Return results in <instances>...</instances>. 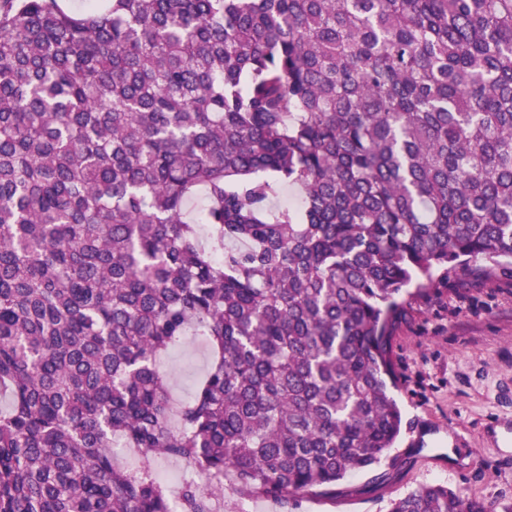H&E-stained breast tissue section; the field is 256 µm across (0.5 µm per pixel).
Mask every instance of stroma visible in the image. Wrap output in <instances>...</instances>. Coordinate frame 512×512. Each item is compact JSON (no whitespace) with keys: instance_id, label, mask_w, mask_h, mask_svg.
<instances>
[{"instance_id":"1","label":"stroma","mask_w":512,"mask_h":512,"mask_svg":"<svg viewBox=\"0 0 512 512\" xmlns=\"http://www.w3.org/2000/svg\"><path fill=\"white\" fill-rule=\"evenodd\" d=\"M404 301L393 344L399 442L375 471L285 512H388L392 499L428 483L488 503L512 500V269L452 273ZM209 363L197 338L162 355L174 402L190 397Z\"/></svg>"}]
</instances>
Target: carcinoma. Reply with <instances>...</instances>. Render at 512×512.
Instances as JSON below:
<instances>
[{
	"label": "carcinoma",
	"mask_w": 512,
	"mask_h": 512,
	"mask_svg": "<svg viewBox=\"0 0 512 512\" xmlns=\"http://www.w3.org/2000/svg\"><path fill=\"white\" fill-rule=\"evenodd\" d=\"M62 2L0 0V512H217L228 475L286 508L379 466L401 293L512 259V0ZM209 363V350L198 338L189 339L182 347L161 356L160 366L170 376V392L175 403L190 397L196 381L205 373Z\"/></svg>",
	"instance_id": "cac0c4a2"
}]
</instances>
